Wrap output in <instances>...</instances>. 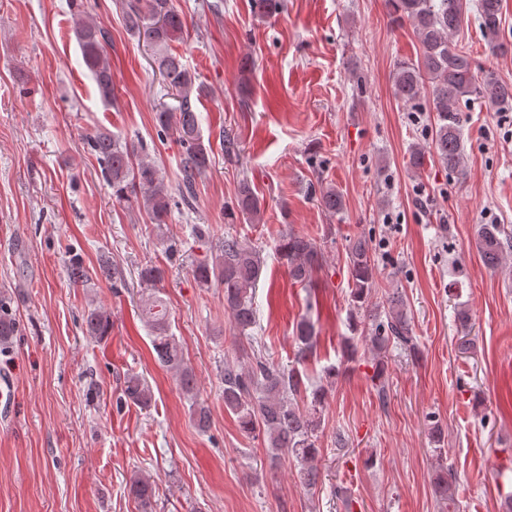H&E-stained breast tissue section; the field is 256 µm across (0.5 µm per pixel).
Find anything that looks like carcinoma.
<instances>
[{
  "label": "carcinoma",
  "instance_id": "carcinoma-1",
  "mask_svg": "<svg viewBox=\"0 0 512 512\" xmlns=\"http://www.w3.org/2000/svg\"><path fill=\"white\" fill-rule=\"evenodd\" d=\"M502 0H476V11L490 52L502 53L507 44L499 40ZM392 14L408 21L421 46L420 57L413 63L399 61L393 72L396 98L412 107L420 104L425 91H430L429 111L433 112L430 137L424 144H414L409 151V165L418 172L432 152L448 170L464 171L461 148V104L480 100L494 112L512 110V87L502 84L491 70H480L471 55L458 47L453 35L459 30L467 9L466 0H388ZM88 0H70L71 32L79 47L86 69L90 72L103 105L116 101V81L107 60L110 32L90 19ZM125 25L138 41L152 48L159 74L174 91L178 105L155 112L158 136L172 135L182 149L181 181L174 187L166 183L164 172L144 154L141 144L121 141L112 131L100 128L85 137L87 149L101 167V175L112 188L118 201L136 204L154 224H165L173 210L190 206L195 198L197 180L210 167L211 145L205 143L197 104L208 94L203 84L176 51L185 28L183 13L174 0H121ZM320 205L330 216L344 210V200L333 186L320 190ZM262 203L252 184L239 183L233 215L256 221ZM478 247L484 264L496 269L504 254L512 249V232L499 224H482L478 231ZM279 259L286 263L291 278L300 284L311 281L322 260L321 247L309 237L288 233L278 245ZM347 267L351 276L349 318L353 330L361 326V311L367 307L375 286L376 260L370 240L364 236L350 242ZM67 273L75 283L85 284L92 278L115 279V269L108 260L98 264L90 275L83 259L73 254ZM262 273L257 250L234 236L224 237V244L214 260L199 263L194 275L202 287L216 284L224 288V308L230 312L234 329L249 337L256 324L253 288ZM383 315L375 318L362 331L364 340L378 354L395 347L418 354L416 336L410 323L405 296L394 291L382 302ZM142 318L152 332L151 345L159 363L176 370L179 386L186 395L194 393L195 374L184 362L183 351L168 327L167 309L163 300L149 297L142 308ZM86 333L101 338L108 335L111 316L99 308L83 314ZM17 331V321L9 305L0 299V345H6ZM295 340L299 358L312 355L315 347L313 324L303 319L296 325ZM311 393L312 405L324 402L326 390H308L301 370L284 368L260 356L248 368L224 365V408L236 416L241 430L263 437L271 457L285 452L301 464L300 483L316 486L321 473L315 464L320 454L316 445L317 421L299 407L298 399ZM120 399L140 406L151 404V391L142 379L128 376ZM436 497L448 505V512H457L456 487L452 474L441 468L433 479ZM129 494L141 512H152L153 486L150 478L136 474L129 481Z\"/></svg>",
  "mask_w": 512,
  "mask_h": 512
}]
</instances>
